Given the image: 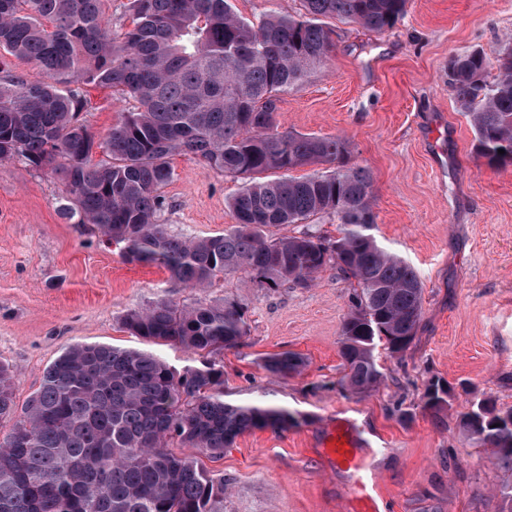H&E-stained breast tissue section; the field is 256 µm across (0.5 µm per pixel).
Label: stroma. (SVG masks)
<instances>
[{"instance_id":"35a3bbf8","label":"stroma","mask_w":512,"mask_h":512,"mask_svg":"<svg viewBox=\"0 0 512 512\" xmlns=\"http://www.w3.org/2000/svg\"><path fill=\"white\" fill-rule=\"evenodd\" d=\"M325 24L329 61L282 95L279 120L297 133L349 139L350 165L373 175L375 237L421 277L415 339L400 354L377 351L384 382L366 394L339 384L350 283L334 267L307 288H259L241 274L204 292L186 288L163 268L127 263L91 225L63 218L59 176L19 163L0 165V362L16 372L20 407L76 343L147 351L180 372L200 366V356L129 334L124 316L162 299H228L244 308L246 334L215 357L225 400H262L298 422L244 433L223 456L203 458L227 485L224 512H353L366 491L361 474L334 468L321 447L345 420L361 439L359 462L374 466L383 512H507L512 470L472 447L459 421L485 397L512 408V164L478 158L448 61L474 50L496 59L512 36V0H410L381 34L336 18ZM85 92L82 118L104 140L127 105L103 87ZM171 167L161 219L173 232L205 237L235 224L240 179L188 155L173 156ZM284 351L305 365L282 379L263 363ZM437 379L451 392L434 413L422 395Z\"/></svg>"}]
</instances>
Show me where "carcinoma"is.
I'll use <instances>...</instances> for the list:
<instances>
[{"label":"carcinoma","mask_w":512,"mask_h":512,"mask_svg":"<svg viewBox=\"0 0 512 512\" xmlns=\"http://www.w3.org/2000/svg\"><path fill=\"white\" fill-rule=\"evenodd\" d=\"M105 2L0 0V51L42 74L15 76L0 58V164L55 170L69 194L66 219L93 225L103 242L123 246L126 261L160 265L187 288L238 273L260 288L308 287L336 267L352 285L340 385L358 393L378 387L377 346L403 352L422 320L420 275L374 236L373 177L348 166L350 142L280 129L277 101L328 59L333 42L322 18L380 33L408 0H303L302 14L257 24L230 0H130L131 27L118 36ZM488 65L480 52L459 55L448 61V76L470 116L477 156L501 166L512 163V46L497 58L492 83ZM85 84L135 101L98 144L81 118ZM94 146L103 154L95 165ZM176 154L244 179L231 202L237 224L187 238L159 222L160 190ZM307 165L331 169L263 177ZM325 215L336 217L334 238L310 225ZM286 224L303 230L274 233ZM123 325L133 336L204 355L233 349L246 334L242 307L227 300L191 307L161 300L126 314ZM303 365L288 351L268 357L265 369L286 378ZM223 386L214 362L178 374L151 353L77 343L45 369L19 409L14 372L0 363V512H224V478L199 455L221 456L246 432L286 430L296 419L283 408L226 402ZM444 386L427 384L423 408H444ZM503 413L512 409L487 398L462 415L461 427L473 446L495 449L512 469V430L469 429L474 416ZM173 441L192 452H172Z\"/></svg>","instance_id":"1"}]
</instances>
